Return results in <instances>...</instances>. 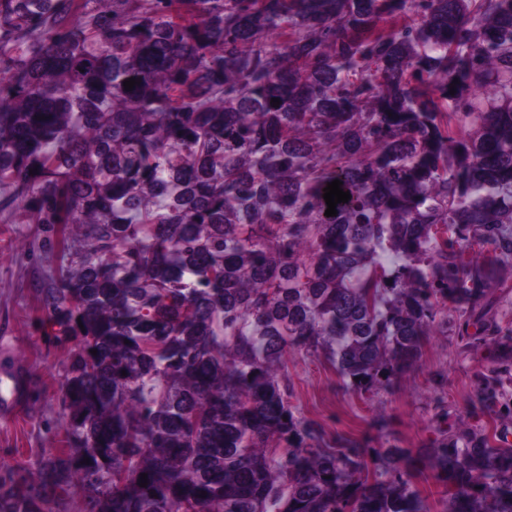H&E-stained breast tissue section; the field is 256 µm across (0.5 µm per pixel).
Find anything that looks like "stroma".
I'll return each mask as SVG.
<instances>
[{
	"label": "stroma",
	"mask_w": 512,
	"mask_h": 512,
	"mask_svg": "<svg viewBox=\"0 0 512 512\" xmlns=\"http://www.w3.org/2000/svg\"><path fill=\"white\" fill-rule=\"evenodd\" d=\"M63 263L55 232L0 213V374L21 371L24 386L17 407L0 412V471L35 469L41 454L65 447L60 389L69 355L56 346L36 299ZM460 323L458 311L449 310L420 366L370 398L344 390L324 359L288 350L284 381L291 401L327 432L385 437L414 453L429 447L444 423L491 424L474 400L494 361L487 346L464 349Z\"/></svg>",
	"instance_id": "obj_1"
}]
</instances>
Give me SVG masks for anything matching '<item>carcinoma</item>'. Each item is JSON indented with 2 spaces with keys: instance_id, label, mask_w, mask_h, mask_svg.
Instances as JSON below:
<instances>
[{
  "instance_id": "obj_1",
  "label": "carcinoma",
  "mask_w": 512,
  "mask_h": 512,
  "mask_svg": "<svg viewBox=\"0 0 512 512\" xmlns=\"http://www.w3.org/2000/svg\"><path fill=\"white\" fill-rule=\"evenodd\" d=\"M192 5L0 0V210L61 227L36 298L75 343L67 450L1 470L0 512H432L420 478L443 512H512L498 427L415 457L328 433L282 376L304 350L348 391L391 388L451 304L496 346L476 403L499 416L512 0Z\"/></svg>"
}]
</instances>
